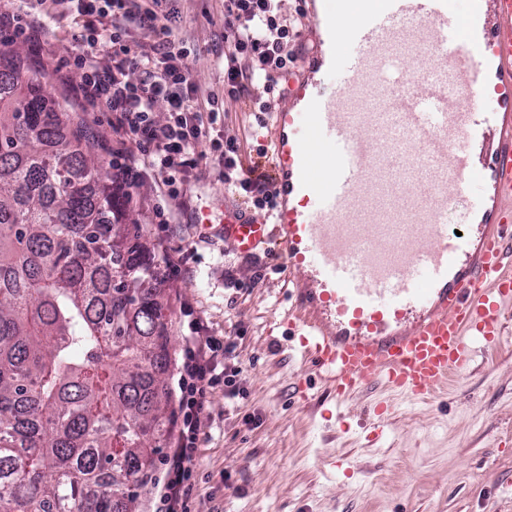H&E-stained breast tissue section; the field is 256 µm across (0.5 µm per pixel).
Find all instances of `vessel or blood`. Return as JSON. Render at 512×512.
<instances>
[{
	"label": "vessel or blood",
	"instance_id": "vessel-or-blood-1",
	"mask_svg": "<svg viewBox=\"0 0 512 512\" xmlns=\"http://www.w3.org/2000/svg\"><path fill=\"white\" fill-rule=\"evenodd\" d=\"M302 6L323 47L272 115V219L221 208L224 240L273 255L336 397L375 384L430 401L512 320V0L463 17L453 0H377L350 28L328 0Z\"/></svg>",
	"mask_w": 512,
	"mask_h": 512
}]
</instances>
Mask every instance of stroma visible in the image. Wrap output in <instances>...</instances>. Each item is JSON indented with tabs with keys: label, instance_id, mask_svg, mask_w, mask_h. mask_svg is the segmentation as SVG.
Returning a JSON list of instances; mask_svg holds the SVG:
<instances>
[{
	"label": "stroma",
	"instance_id": "stroma-1",
	"mask_svg": "<svg viewBox=\"0 0 512 512\" xmlns=\"http://www.w3.org/2000/svg\"><path fill=\"white\" fill-rule=\"evenodd\" d=\"M181 10L175 37L190 52L191 79L201 94L223 95L224 0H182ZM76 32L71 21L49 17L22 34L8 22L0 25V50L20 49L30 66L48 68V97L71 95L81 83L72 64L81 49ZM223 120L243 158L270 149L267 130L243 101L225 97ZM209 200L250 209L214 160L175 200L142 168L126 205L127 223L139 226L165 280L169 386L178 385L189 336L228 334L237 343L245 395L225 406L219 382L207 396L190 512H512V323L496 344L478 345L447 396L426 405L395 400L374 435L369 406L383 390L336 404L290 340L288 287L266 256L237 253L194 224ZM248 415L259 417L258 426L244 425Z\"/></svg>",
	"mask_w": 512,
	"mask_h": 512
}]
</instances>
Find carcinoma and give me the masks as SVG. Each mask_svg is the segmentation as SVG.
<instances>
[{
	"mask_svg": "<svg viewBox=\"0 0 512 512\" xmlns=\"http://www.w3.org/2000/svg\"><path fill=\"white\" fill-rule=\"evenodd\" d=\"M41 78L0 52V512H139L175 417L159 269Z\"/></svg>",
	"mask_w": 512,
	"mask_h": 512,
	"instance_id": "1",
	"label": "carcinoma"
}]
</instances>
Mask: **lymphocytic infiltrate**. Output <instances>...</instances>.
<instances>
[{
	"label": "lymphocytic infiltrate",
	"instance_id": "f902f5d3",
	"mask_svg": "<svg viewBox=\"0 0 512 512\" xmlns=\"http://www.w3.org/2000/svg\"><path fill=\"white\" fill-rule=\"evenodd\" d=\"M47 15L68 20L81 29L83 49L74 57L82 73L85 100L111 112L117 133L133 140L138 155L120 163L128 187H136L138 161H145L162 178L170 198H178L183 185L207 155H215L225 184L251 198L258 208L273 207L272 179L259 165L245 163L236 139L217 133L219 96H200L191 80L189 53L174 31L182 19L180 0H36ZM224 26L232 32L224 42V94L245 98L255 83L266 92L276 89L275 76L287 73L297 57L293 30L279 13L275 0H224ZM140 35L129 45L130 32ZM112 51V64L100 66L97 50ZM139 69L138 81L127 78ZM166 103L168 116L157 121L158 103ZM236 344L208 338L185 350L179 378L182 424L166 491L163 512H179L193 472L201 433V414L207 392L223 382L224 397L241 395Z\"/></svg>",
	"mask_w": 512,
	"mask_h": 512
}]
</instances>
